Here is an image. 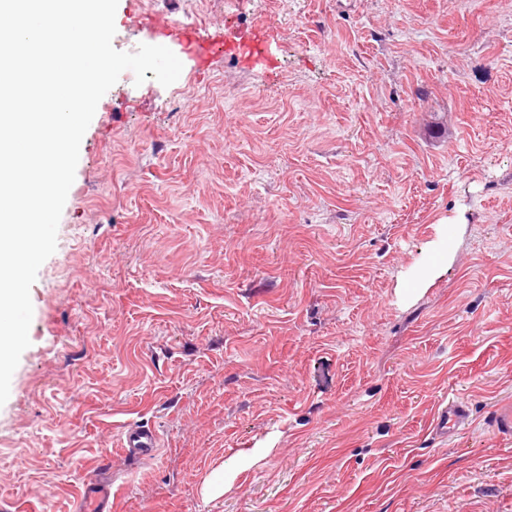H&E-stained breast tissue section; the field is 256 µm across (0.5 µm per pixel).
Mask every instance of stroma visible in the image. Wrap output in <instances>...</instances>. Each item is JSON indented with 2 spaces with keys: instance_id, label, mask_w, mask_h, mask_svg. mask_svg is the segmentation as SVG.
Instances as JSON below:
<instances>
[{
  "instance_id": "35a3bbf8",
  "label": "stroma",
  "mask_w": 512,
  "mask_h": 512,
  "mask_svg": "<svg viewBox=\"0 0 512 512\" xmlns=\"http://www.w3.org/2000/svg\"><path fill=\"white\" fill-rule=\"evenodd\" d=\"M136 10L115 49L164 11L265 28L269 57L100 100L0 406V512H76L103 464L114 512H512V0ZM128 422L155 460L121 455ZM469 410L463 401L449 400L434 420L433 432L441 438L454 436L468 422ZM160 444L161 436L158 431L136 423L122 426L118 434V447L121 452L134 459L154 457Z\"/></svg>"
}]
</instances>
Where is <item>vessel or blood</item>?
Returning a JSON list of instances; mask_svg holds the SVG:
<instances>
[{
	"mask_svg": "<svg viewBox=\"0 0 512 512\" xmlns=\"http://www.w3.org/2000/svg\"><path fill=\"white\" fill-rule=\"evenodd\" d=\"M153 37L156 44L178 46L183 54L195 63H206L210 58L223 54L231 45L237 44L257 49L260 43L251 30H237L203 33L197 28L173 21L167 13L160 12L154 17ZM469 418L467 405L459 400L449 401L442 406L434 420L433 430L442 438L454 436ZM161 444L158 431L135 423L121 427L118 445L126 456L135 459L154 457ZM81 512H112V488L109 481L92 478L83 485L80 499Z\"/></svg>",
	"mask_w": 512,
	"mask_h": 512,
	"instance_id": "vessel-or-blood-1",
	"label": "vessel or blood"
}]
</instances>
